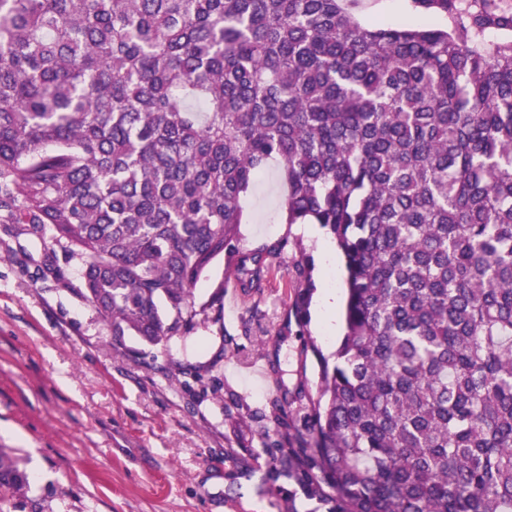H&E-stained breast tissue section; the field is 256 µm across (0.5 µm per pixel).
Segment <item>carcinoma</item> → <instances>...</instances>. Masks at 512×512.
Segmentation results:
<instances>
[{
	"mask_svg": "<svg viewBox=\"0 0 512 512\" xmlns=\"http://www.w3.org/2000/svg\"><path fill=\"white\" fill-rule=\"evenodd\" d=\"M0 0V212L83 268L117 342L224 310L218 258L258 288L283 240L240 254L273 161L285 224H320L348 273L345 334L306 422L280 387L264 486L321 512H512V3ZM28 476L0 451V496ZM359 16L369 24L396 25L406 15L405 0H361Z\"/></svg>",
	"mask_w": 512,
	"mask_h": 512,
	"instance_id": "carcinoma-1",
	"label": "carcinoma"
}]
</instances>
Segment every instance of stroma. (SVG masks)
Returning a JSON list of instances; mask_svg holds the SVG:
<instances>
[{
    "mask_svg": "<svg viewBox=\"0 0 512 512\" xmlns=\"http://www.w3.org/2000/svg\"><path fill=\"white\" fill-rule=\"evenodd\" d=\"M283 194L270 167L245 203L243 252L288 241L262 291L240 290L216 260L195 297L224 280L223 319L157 346L115 344L52 231L0 216V449L32 476L25 512H285L287 480L259 494L245 476L274 428L248 412L279 377L316 395L318 357L339 337L294 306L344 289L346 272L323 264L336 248L326 228L310 237L280 222ZM254 362L263 377L242 374ZM237 399L247 414L228 416Z\"/></svg>",
    "mask_w": 512,
    "mask_h": 512,
    "instance_id": "1",
    "label": "stroma"
}]
</instances>
